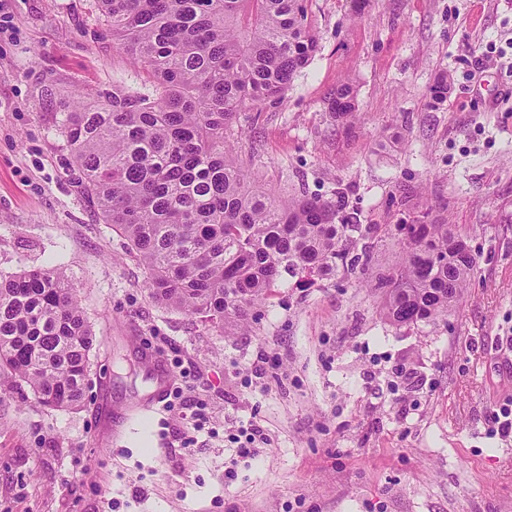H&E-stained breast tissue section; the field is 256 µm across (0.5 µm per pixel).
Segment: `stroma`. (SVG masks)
I'll return each mask as SVG.
<instances>
[{
	"label": "stroma",
	"mask_w": 512,
	"mask_h": 512,
	"mask_svg": "<svg viewBox=\"0 0 512 512\" xmlns=\"http://www.w3.org/2000/svg\"><path fill=\"white\" fill-rule=\"evenodd\" d=\"M319 51L240 115L242 159L285 197L345 189L357 223L448 222L475 268L448 317L395 326L339 274L216 331L151 299L58 131L150 78L93 0H0V272L66 270L98 338L77 410L0 375V512H512V0H311ZM495 53L475 65L486 43ZM451 91L429 108L442 74ZM350 80L359 118L328 99ZM180 363L204 406L128 414ZM271 448L236 455L251 425Z\"/></svg>",
	"instance_id": "obj_1"
}]
</instances>
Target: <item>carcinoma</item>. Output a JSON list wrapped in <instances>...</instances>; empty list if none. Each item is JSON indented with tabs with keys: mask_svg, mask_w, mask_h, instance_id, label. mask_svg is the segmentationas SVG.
Returning a JSON list of instances; mask_svg holds the SVG:
<instances>
[{
	"mask_svg": "<svg viewBox=\"0 0 512 512\" xmlns=\"http://www.w3.org/2000/svg\"><path fill=\"white\" fill-rule=\"evenodd\" d=\"M310 0H96L113 43L152 78L148 93L71 112L61 133L81 187L148 270L153 300L219 331L248 322L278 289L359 270L402 326L448 315L476 258L454 224H397L396 262L370 268L373 244L330 200L274 195L249 173L237 117L281 97L316 56ZM357 117L351 83L331 101ZM95 333L60 268L0 274V373L54 409L81 406Z\"/></svg>",
	"mask_w": 512,
	"mask_h": 512,
	"instance_id": "obj_1",
	"label": "carcinoma"
}]
</instances>
